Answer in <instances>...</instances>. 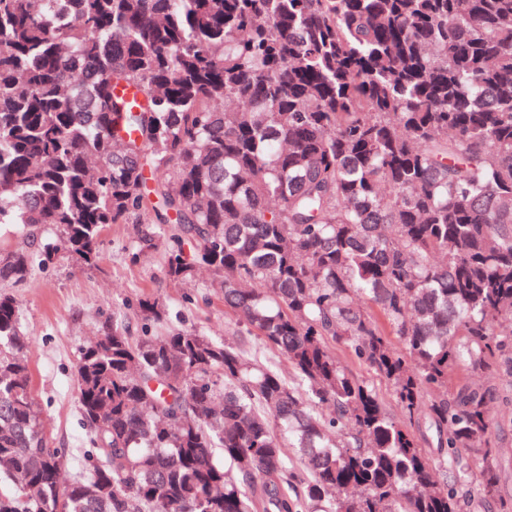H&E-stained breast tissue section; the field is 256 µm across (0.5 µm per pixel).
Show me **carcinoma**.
<instances>
[{
  "label": "carcinoma",
  "instance_id": "carcinoma-1",
  "mask_svg": "<svg viewBox=\"0 0 512 512\" xmlns=\"http://www.w3.org/2000/svg\"><path fill=\"white\" fill-rule=\"evenodd\" d=\"M0 224L13 284L135 225L134 259L208 270L294 373L113 322L79 351L91 451L63 492L0 292V512H512V0H0ZM331 350L336 355V358L338 359L340 364L348 372L367 381L380 393V395L385 399L391 413L398 421H404L400 412L392 403L390 387L384 379L376 375L367 366L359 363L349 354V352L344 347L337 345L336 343H331ZM504 421L498 431L499 459L504 468L503 494L506 497H512V406L504 405L500 407Z\"/></svg>",
  "mask_w": 512,
  "mask_h": 512
}]
</instances>
